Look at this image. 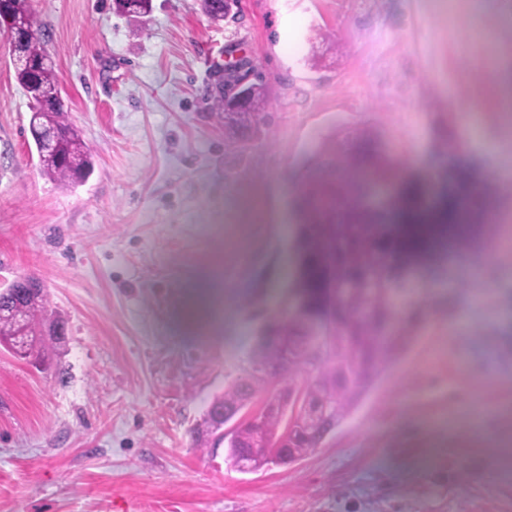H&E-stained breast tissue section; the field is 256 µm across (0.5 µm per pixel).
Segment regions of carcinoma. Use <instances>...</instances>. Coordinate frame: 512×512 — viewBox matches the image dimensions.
I'll use <instances>...</instances> for the list:
<instances>
[{"mask_svg":"<svg viewBox=\"0 0 512 512\" xmlns=\"http://www.w3.org/2000/svg\"><path fill=\"white\" fill-rule=\"evenodd\" d=\"M198 2L215 24L236 20L238 0ZM19 22L33 27L30 0H7L0 10V28ZM22 52L33 63L31 68L15 69L16 80L35 110L30 124L55 132L54 148L37 150L41 171L69 185L91 171L90 149L64 116L52 64H40L50 57L43 34L28 38ZM249 90L245 112L230 111L232 97L223 93L211 101L212 110L224 118L225 135L236 141L258 136L266 118L265 83L256 79ZM371 137L368 128H335L311 152L306 174L298 183L303 208L317 214L320 222L305 219L297 225V270L278 310L265 321L304 346L300 358L280 366L277 373L279 379L286 374L300 378V386L288 385L272 393L255 414L236 420L226 438L224 412H240L269 383L249 370L225 389L208 408L202 424L193 429L192 441L197 445L212 435L228 440L229 458L239 470L255 472L276 462L288 465L317 448L367 394L385 366L415 341L426 319L419 295L445 274L443 255L434 261L428 276L413 264L416 251L403 248L394 234L392 196L386 193L376 199L368 183L356 180V172L365 167L384 184L392 178L387 155L356 150ZM431 177L443 188L441 204L452 231L451 252L466 255L470 246L455 231L460 216L451 191L459 181L454 152L438 150ZM58 325L44 291L31 292L20 283L0 291V346L14 355L41 361L44 343L55 339ZM256 335L250 364L277 363L276 350L262 339L266 326L258 327ZM297 390L307 401L326 402V415L311 424L303 420L291 401Z\"/></svg>","mask_w":512,"mask_h":512,"instance_id":"carcinoma-1","label":"carcinoma"}]
</instances>
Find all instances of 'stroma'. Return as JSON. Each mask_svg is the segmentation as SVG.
Masks as SVG:
<instances>
[{
  "instance_id": "stroma-1",
  "label": "stroma",
  "mask_w": 512,
  "mask_h": 512,
  "mask_svg": "<svg viewBox=\"0 0 512 512\" xmlns=\"http://www.w3.org/2000/svg\"><path fill=\"white\" fill-rule=\"evenodd\" d=\"M69 122L93 171L41 173L0 30V284L40 281L65 339L34 365L0 347V512H512V279L485 332L460 329L472 272L422 293L423 327L351 414L289 465L237 472L193 447L210 402L249 368L250 329L295 270L292 192L340 124L370 128L394 171L425 174L449 139L498 165L492 68L512 91V0H240L212 24L194 0L145 18L112 0H32ZM244 59L268 83L246 154L209 108ZM489 184V183H488ZM492 186V185H491ZM485 222L512 221L493 185Z\"/></svg>"
}]
</instances>
